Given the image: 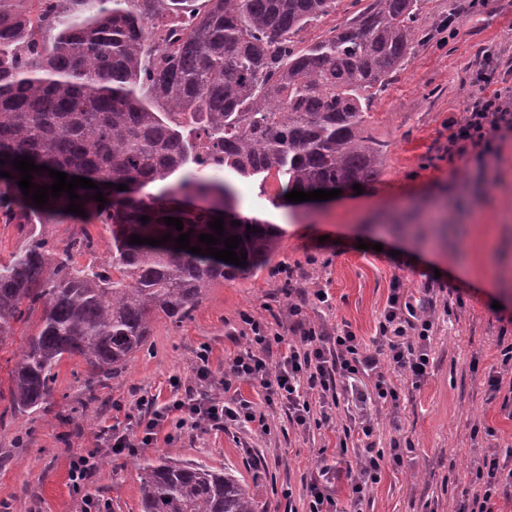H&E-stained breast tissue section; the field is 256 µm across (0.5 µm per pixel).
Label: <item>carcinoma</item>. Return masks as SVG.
<instances>
[{"instance_id":"obj_1","label":"carcinoma","mask_w":512,"mask_h":512,"mask_svg":"<svg viewBox=\"0 0 512 512\" xmlns=\"http://www.w3.org/2000/svg\"><path fill=\"white\" fill-rule=\"evenodd\" d=\"M420 0H368L351 20L296 47L336 0H0V222L32 225L0 260V339L42 310L12 370V408L41 410L65 357L88 366L89 395L125 368L160 317L180 324L208 288L258 270L284 230L238 211L234 180L273 174L275 199L378 181L387 144L366 129L373 89L405 60ZM90 178L83 221L112 225L103 265H79L87 228L54 253L39 224L74 217L69 197L38 208L12 162ZM119 184L134 185L121 195ZM242 238L245 266L176 250L183 221L202 249L210 222ZM146 215L149 221L139 217ZM256 231L249 233L247 226ZM172 238L160 246L129 243ZM142 512H257L238 477L169 454L140 466Z\"/></svg>"}]
</instances>
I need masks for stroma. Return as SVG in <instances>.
<instances>
[{
  "instance_id": "stroma-1",
  "label": "stroma",
  "mask_w": 512,
  "mask_h": 512,
  "mask_svg": "<svg viewBox=\"0 0 512 512\" xmlns=\"http://www.w3.org/2000/svg\"><path fill=\"white\" fill-rule=\"evenodd\" d=\"M460 3L421 0L412 53L373 97L368 128L388 144L380 180L273 212L254 198L262 189L275 192V179L237 181L239 210L272 214L284 229L276 252L255 273L209 288L181 325L158 319L126 369L97 388L95 403L85 401V366L74 356L57 367L43 409L9 414L11 372L41 314L14 323L0 339V512H82L86 495L100 501L102 512H141L138 466L167 450L231 469L259 512H306L314 487L333 498L336 512H350L351 476L367 443L386 454L399 446L402 463L383 462L362 512H460L484 490L478 471L486 459L512 468V410L503 406L512 396V363L502 362L503 348L512 344V134L480 161L471 154L437 157L448 119H463L476 92L479 55L512 63V0H477L467 14ZM453 13L460 33L439 45L438 27ZM463 263L475 278L459 274ZM290 274L299 293L285 287ZM483 277L500 289L480 287ZM396 280L411 301L424 285L435 290L426 376L416 383L407 371H385L398 401L378 402L363 380L352 379L337 406L313 404L318 420L304 432L287 409L267 406L259 383L237 380L238 396L265 414L269 432L254 423L226 431L192 425L178 431L168 423L134 454L116 457L105 448L101 428H125L137 398L169 401L175 376L192 384L201 347L209 349L212 371L224 374L248 345L242 315L284 322L297 304L307 326L347 329L368 346ZM319 289L327 302L302 301V293ZM493 375L501 381L494 396L487 384ZM361 417L373 423L366 442L353 430ZM76 454L97 463L78 490L69 478Z\"/></svg>"
}]
</instances>
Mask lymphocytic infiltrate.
Instances as JSON below:
<instances>
[{
  "instance_id": "lymphocytic-infiltrate-1",
  "label": "lymphocytic infiltrate",
  "mask_w": 512,
  "mask_h": 512,
  "mask_svg": "<svg viewBox=\"0 0 512 512\" xmlns=\"http://www.w3.org/2000/svg\"><path fill=\"white\" fill-rule=\"evenodd\" d=\"M499 70L490 56H483L476 69L478 92L466 107L463 120L450 122L442 154L462 156L475 151L477 157L493 152L500 132L512 131V94L495 89ZM251 339L250 345L232 360L228 377H216L209 367L207 351L197 354L194 384L186 388V396L164 405L155 398L143 397L137 402V436L109 432L105 445L112 454L132 453L149 447L158 429L166 421L176 428L186 424L225 429L232 423H255L268 431L264 413L253 404L231 395L233 381L259 382L265 389L267 405H281L289 420L302 430H309L312 410L310 393L321 400H338L336 377L362 376L371 382L378 398L396 397V390L381 371L382 363L411 373L421 380L429 365L432 317L418 313L404 300L400 282H393L391 295L378 325L375 350H367L353 332L347 329L330 334L295 324L292 335L273 330L268 322L244 316Z\"/></svg>"
}]
</instances>
